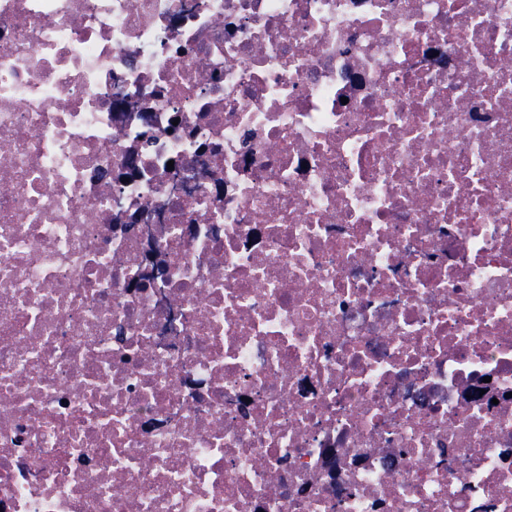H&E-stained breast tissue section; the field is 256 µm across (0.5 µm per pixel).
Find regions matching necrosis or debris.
I'll list each match as a JSON object with an SVG mask.
<instances>
[{
    "instance_id": "obj_1",
    "label": "necrosis or debris",
    "mask_w": 512,
    "mask_h": 512,
    "mask_svg": "<svg viewBox=\"0 0 512 512\" xmlns=\"http://www.w3.org/2000/svg\"><path fill=\"white\" fill-rule=\"evenodd\" d=\"M0 512H512V0H0Z\"/></svg>"
}]
</instances>
